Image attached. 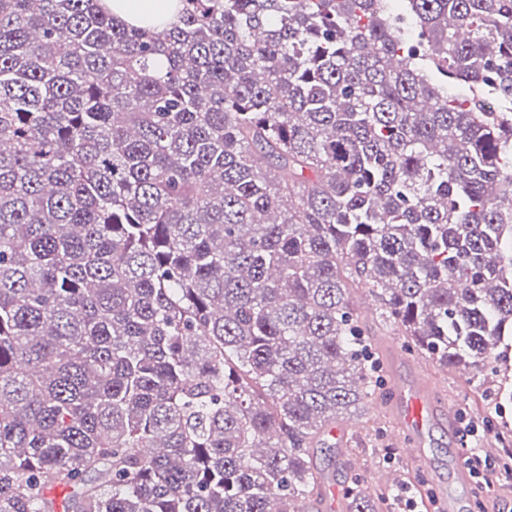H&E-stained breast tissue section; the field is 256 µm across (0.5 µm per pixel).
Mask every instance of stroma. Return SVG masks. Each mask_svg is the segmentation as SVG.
Wrapping results in <instances>:
<instances>
[{
  "instance_id": "obj_1",
  "label": "stroma",
  "mask_w": 512,
  "mask_h": 512,
  "mask_svg": "<svg viewBox=\"0 0 512 512\" xmlns=\"http://www.w3.org/2000/svg\"><path fill=\"white\" fill-rule=\"evenodd\" d=\"M356 311L364 312L369 351L374 359L378 380L373 400L365 402L356 413L349 415L351 424L343 446L325 443L317 462L326 474L327 484L342 489L358 484L375 500V512H390L396 490L409 491L418 502V512H435L433 500H454L459 512H498L499 506H512V486L494 484L487 491L476 486L457 484L452 478L455 468L462 466L464 449L453 440L447 429L434 428L430 435V453L435 479L426 478L421 469L409 461L394 442L396 424L387 409L390 398L389 350H396L404 370H416L430 381L442 386L440 405H454L458 414L490 423L493 432L481 440V447L500 450L497 434L512 430V401L500 398L493 383L473 382L468 374L436 370L407 337L393 327L384 325L378 304L366 292L354 295Z\"/></svg>"
}]
</instances>
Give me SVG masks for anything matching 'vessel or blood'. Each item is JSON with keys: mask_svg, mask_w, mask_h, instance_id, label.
<instances>
[{"mask_svg": "<svg viewBox=\"0 0 512 512\" xmlns=\"http://www.w3.org/2000/svg\"><path fill=\"white\" fill-rule=\"evenodd\" d=\"M393 409L399 423L398 443L405 456L419 467L429 462V427L438 412L433 384L414 380L396 383Z\"/></svg>", "mask_w": 512, "mask_h": 512, "instance_id": "1", "label": "vessel or blood"}]
</instances>
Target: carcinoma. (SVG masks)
<instances>
[{
    "mask_svg": "<svg viewBox=\"0 0 512 512\" xmlns=\"http://www.w3.org/2000/svg\"><path fill=\"white\" fill-rule=\"evenodd\" d=\"M179 3L0 0V512H302L362 288L512 400V0ZM177 0H102L117 22L138 27L169 24L177 16Z\"/></svg>",
    "mask_w": 512,
    "mask_h": 512,
    "instance_id": "cac0c4a2",
    "label": "carcinoma"
}]
</instances>
